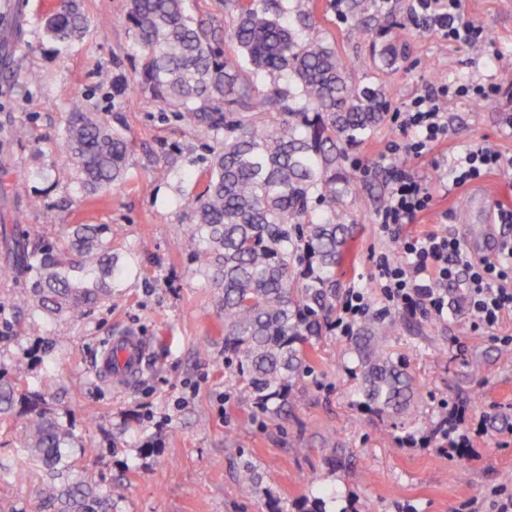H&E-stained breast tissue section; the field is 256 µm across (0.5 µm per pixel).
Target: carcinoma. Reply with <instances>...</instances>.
Listing matches in <instances>:
<instances>
[{"instance_id": "cac0c4a2", "label": "carcinoma", "mask_w": 512, "mask_h": 512, "mask_svg": "<svg viewBox=\"0 0 512 512\" xmlns=\"http://www.w3.org/2000/svg\"><path fill=\"white\" fill-rule=\"evenodd\" d=\"M218 15L193 17L187 0H128L122 17L141 60L136 92L161 103L216 140L202 189L187 197L185 250L197 272L219 289L224 313V366L229 382L257 407L276 414L310 358L335 309L336 268L354 225L345 199L352 174L345 149L377 129L388 109L383 84L353 81L333 42L298 9V25L271 0H221ZM89 20L77 0H62L44 18L47 38L82 36ZM379 65L396 64L392 43L376 50ZM4 77L31 79L26 57L14 55ZM61 147L81 188L107 196L125 183L131 143L86 100L69 104ZM11 277L13 307L24 315L12 339L38 336L43 317L85 318L125 271L99 224H66L49 240L40 224L17 228ZM362 404L392 418L407 416L420 385L393 359L376 329L352 339ZM29 369L0 366V427L23 418L14 470L40 472L38 496L48 512H110L109 499L69 478L63 449L96 453L53 408L54 376L30 385Z\"/></svg>"}]
</instances>
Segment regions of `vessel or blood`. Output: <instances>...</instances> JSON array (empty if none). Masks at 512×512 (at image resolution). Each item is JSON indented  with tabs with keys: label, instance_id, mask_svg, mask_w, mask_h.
Here are the masks:
<instances>
[{
	"label": "vessel or blood",
	"instance_id": "b4317fda",
	"mask_svg": "<svg viewBox=\"0 0 512 512\" xmlns=\"http://www.w3.org/2000/svg\"><path fill=\"white\" fill-rule=\"evenodd\" d=\"M146 355V342L134 332L112 337L97 358L95 372L106 384L117 389L129 386L138 376Z\"/></svg>",
	"mask_w": 512,
	"mask_h": 512
}]
</instances>
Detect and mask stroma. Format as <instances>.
I'll use <instances>...</instances> for the list:
<instances>
[{
	"instance_id": "obj_1",
	"label": "stroma",
	"mask_w": 512,
	"mask_h": 512,
	"mask_svg": "<svg viewBox=\"0 0 512 512\" xmlns=\"http://www.w3.org/2000/svg\"><path fill=\"white\" fill-rule=\"evenodd\" d=\"M380 2L381 14L363 31L351 0H314L312 7L355 80L375 77L371 43L403 38L408 54L383 78L393 91L391 110L435 81L512 84V0H464L465 17L490 35L478 53L415 28L409 0ZM53 3L0 0V34L20 28L17 50L34 74L26 82L0 80V230L40 224L53 237L64 224H105L127 267L111 298L81 321L42 322L39 340L53 345L44 367L59 381L56 412L97 450L76 456L73 476L98 484L112 512H298L317 496L326 512H497L492 489L512 490V435L491 429L486 416L512 415V312L493 329L475 330L463 308V281L449 285L451 308L441 318L385 308L373 286V256L394 249L375 215L388 196L380 165L390 142L401 138L399 128L384 121L346 149L345 166L354 172L347 221L355 231L336 273V295L361 288L383 318L402 319L389 344L419 381L421 401L402 419L364 407L351 339L326 327L311 339V364L289 404L281 414L263 413L227 382L219 291L206 286L182 246V201L201 188L207 137L163 104L146 107L99 83L101 69L131 83L140 67L132 33L120 21L126 0H81L90 24L67 44L44 34L42 18ZM78 95L133 142L127 181L101 200L83 198L60 146ZM20 124L29 129L22 142L12 137ZM483 140L512 156V101L485 107L450 100L447 139L411 165L435 176L436 165ZM40 169L46 177H37ZM478 191L512 206V178L492 172L436 195L413 231L446 233L471 256H485L475 228L488 224L494 234L512 236V224L498 223L494 209L470 207ZM123 330L146 337L151 349L138 380L117 391L95 378L94 363L106 339ZM455 404L469 409V450L404 445ZM20 433L17 425L0 430V465L8 469L0 477V507L40 512L38 476L12 471ZM247 473L254 480L249 494L241 488Z\"/></svg>"
}]
</instances>
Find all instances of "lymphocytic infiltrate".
<instances>
[{
  "mask_svg": "<svg viewBox=\"0 0 512 512\" xmlns=\"http://www.w3.org/2000/svg\"><path fill=\"white\" fill-rule=\"evenodd\" d=\"M415 27L440 31L449 44L473 46L488 42L482 25L466 20L463 0H411ZM501 85L471 82L457 87L438 82L427 86L394 118L412 131L409 139L391 143L386 158L390 192L375 222L396 246L395 256L374 260V284L392 308L437 317L448 312V286L465 278L464 303L474 327L494 328L505 311L512 310V244H503L495 257L471 260L457 237L428 232H406L407 224L431 209L435 190L459 188L477 182L491 171L512 172V157L486 142L470 146L435 179L405 165L408 157L430 153L448 136V101L467 97L474 102L496 100Z\"/></svg>",
  "mask_w": 512,
  "mask_h": 512,
  "instance_id": "obj_1",
  "label": "lymphocytic infiltrate"
}]
</instances>
